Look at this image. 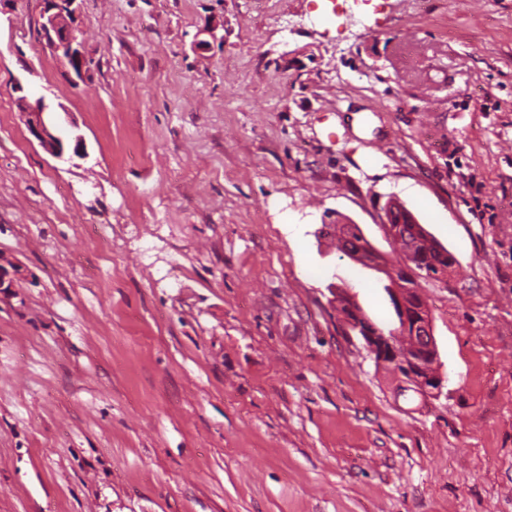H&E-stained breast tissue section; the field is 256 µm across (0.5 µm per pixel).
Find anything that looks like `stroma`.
<instances>
[{
	"label": "stroma",
	"instance_id": "35a3bbf8",
	"mask_svg": "<svg viewBox=\"0 0 512 512\" xmlns=\"http://www.w3.org/2000/svg\"><path fill=\"white\" fill-rule=\"evenodd\" d=\"M44 8L0 0V512H512V0H80L77 87ZM390 196L456 258L436 400L331 292L396 324L324 230L388 252ZM25 124L29 134L39 143L41 148L54 157H61L66 144H73L76 156L85 155V142L81 135H73L59 127L51 114L44 97H37L33 102L26 95L18 98Z\"/></svg>",
	"mask_w": 512,
	"mask_h": 512
}]
</instances>
